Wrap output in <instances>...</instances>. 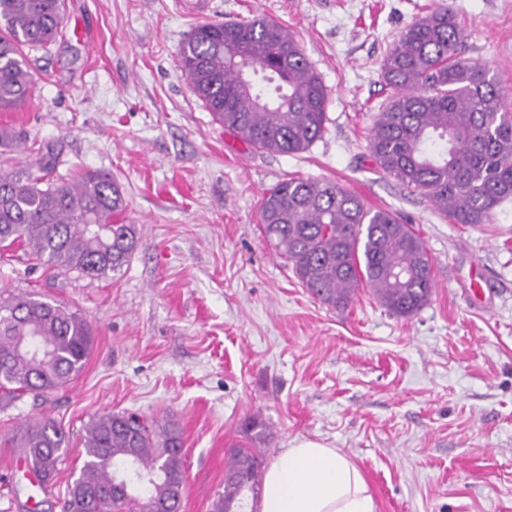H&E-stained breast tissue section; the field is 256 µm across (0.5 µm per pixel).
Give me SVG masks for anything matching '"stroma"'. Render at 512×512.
Masks as SVG:
<instances>
[{
  "instance_id": "1",
  "label": "stroma",
  "mask_w": 512,
  "mask_h": 512,
  "mask_svg": "<svg viewBox=\"0 0 512 512\" xmlns=\"http://www.w3.org/2000/svg\"><path fill=\"white\" fill-rule=\"evenodd\" d=\"M434 0H66L62 36L28 58V103L0 128L60 151L76 172L122 186L138 248L101 278L52 275L26 247L0 255V293H34L92 330L84 370L64 389L0 409V512H60L87 423L132 412L182 432L180 512H212L230 449L264 462L293 439L321 441L364 474L376 512H512V201L490 224H451L379 173L367 150L390 91L381 62ZM465 55L512 97V0H449ZM263 18L300 42L328 93L326 131L276 154L216 123L183 76L179 47L199 24ZM330 179L368 208L413 225L433 293L393 315L360 285L322 304L268 242L266 190ZM70 436L51 493L30 486L10 440L25 423ZM266 425L253 438L244 424Z\"/></svg>"
}]
</instances>
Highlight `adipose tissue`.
Segmentation results:
<instances>
[{
  "label": "adipose tissue",
  "mask_w": 512,
  "mask_h": 512,
  "mask_svg": "<svg viewBox=\"0 0 512 512\" xmlns=\"http://www.w3.org/2000/svg\"><path fill=\"white\" fill-rule=\"evenodd\" d=\"M260 512H376L368 482L347 456L311 439L295 440L266 470Z\"/></svg>",
  "instance_id": "ef3b65f1"
}]
</instances>
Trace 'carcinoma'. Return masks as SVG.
Segmentation results:
<instances>
[{
    "instance_id": "cac0c4a2",
    "label": "carcinoma",
    "mask_w": 512,
    "mask_h": 512,
    "mask_svg": "<svg viewBox=\"0 0 512 512\" xmlns=\"http://www.w3.org/2000/svg\"><path fill=\"white\" fill-rule=\"evenodd\" d=\"M65 0H0V110L28 101L25 51L55 41ZM451 7L436 3L408 24L382 62L392 94L367 149L384 174L420 192L450 224H491L512 200V101L490 68L465 56ZM180 67L213 119L261 151L297 154L325 133L327 91L295 36L265 19L198 26ZM32 166L0 165V251L25 245L39 264L105 277L128 265L136 225L118 221L126 200L105 172L53 177L60 156L38 147ZM260 221L275 250L321 303L344 307L361 283L401 317L434 288L420 235L331 180L290 178L264 196ZM91 330L67 305L35 294L0 298V405L65 387L85 366ZM69 434L52 418L28 424L11 447L42 487L65 461ZM176 426L107 412L86 427L78 476L62 512H179L185 480ZM263 460L233 448L213 512H258Z\"/></svg>"
}]
</instances>
